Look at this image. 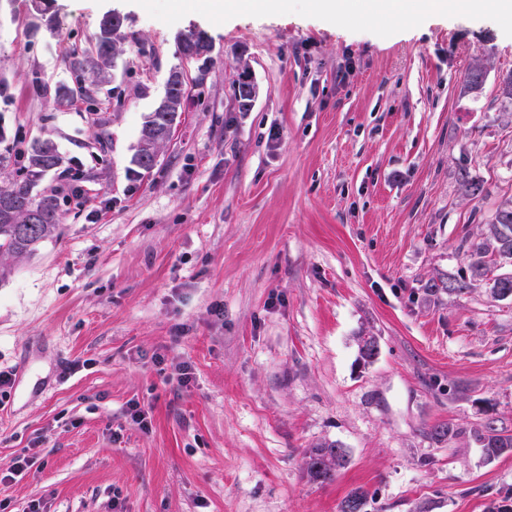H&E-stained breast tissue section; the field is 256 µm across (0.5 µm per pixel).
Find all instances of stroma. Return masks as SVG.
Masks as SVG:
<instances>
[{
    "label": "stroma",
    "mask_w": 512,
    "mask_h": 512,
    "mask_svg": "<svg viewBox=\"0 0 512 512\" xmlns=\"http://www.w3.org/2000/svg\"><path fill=\"white\" fill-rule=\"evenodd\" d=\"M450 2L339 21L0 0V131L64 158L39 181L59 197L54 234L0 275L6 512H340L357 489L363 512H512V454L477 439L512 434V299L426 289L469 277L512 198V16ZM112 13L107 83L58 102ZM192 32L209 62L178 55ZM478 62L483 86L464 91ZM175 66L198 89L142 174ZM324 442L347 462L320 483L304 461ZM479 441L489 458L512 453V434H504L496 429H491L488 434L480 435Z\"/></svg>",
    "instance_id": "obj_1"
}]
</instances>
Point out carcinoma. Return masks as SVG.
Masks as SVG:
<instances>
[{"mask_svg": "<svg viewBox=\"0 0 512 512\" xmlns=\"http://www.w3.org/2000/svg\"><path fill=\"white\" fill-rule=\"evenodd\" d=\"M121 24L105 17L94 37V42L84 52L81 61L71 62L74 70L88 66L96 74L98 82L104 68L108 67L116 52ZM211 45L202 33H191L180 41L179 52L185 58L208 55ZM485 78L482 65L471 67L466 77V88L470 91L481 89ZM183 99L178 95H165L144 121L138 150L134 156L136 166L146 172L153 168L143 163V156H157V148L165 141L164 127L180 118ZM15 158L26 177L15 179L8 173L9 160ZM63 164L52 142L36 140L28 148L14 146L0 153V254L23 257L33 253L40 242L52 236L61 220L57 194L34 191L39 177ZM512 265V198L506 200L496 211L492 222L481 233V240L471 246V278L474 281L488 280L492 293L500 297L504 290L512 291V271L494 273L498 266ZM468 288L464 282L450 277H440L429 284V290L437 292H461ZM485 454L499 457L512 453V434H504L495 429L479 436ZM346 454L335 444L319 445L306 453V471L314 481L332 479L338 469L345 464Z\"/></svg>", "mask_w": 512, "mask_h": 512, "instance_id": "cac0c4a2", "label": "carcinoma"}]
</instances>
